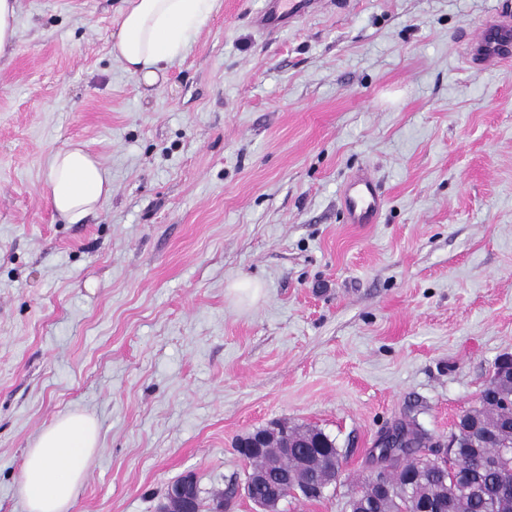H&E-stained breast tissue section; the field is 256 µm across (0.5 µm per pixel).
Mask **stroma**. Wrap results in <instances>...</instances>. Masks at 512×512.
<instances>
[{"instance_id": "35a3bbf8", "label": "stroma", "mask_w": 512, "mask_h": 512, "mask_svg": "<svg viewBox=\"0 0 512 512\" xmlns=\"http://www.w3.org/2000/svg\"><path fill=\"white\" fill-rule=\"evenodd\" d=\"M505 0H322L269 32L268 0H218L147 87L109 53L121 0H20L0 58V512L24 454L82 410L100 445L72 512H159L193 474L204 508L260 512L237 440L273 422L336 440L348 512L402 424L447 443L512 354V66L463 42ZM73 143L112 195L48 203ZM381 187L348 224L359 170ZM259 282L239 301L232 287ZM43 185L51 207L69 224H81L112 194L102 163L76 144L48 156ZM382 205L378 185L367 171L360 170L345 186L344 211L348 224H373Z\"/></svg>"}]
</instances>
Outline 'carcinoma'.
Returning a JSON list of instances; mask_svg holds the SVG:
<instances>
[{
  "label": "carcinoma",
  "instance_id": "obj_1",
  "mask_svg": "<svg viewBox=\"0 0 512 512\" xmlns=\"http://www.w3.org/2000/svg\"><path fill=\"white\" fill-rule=\"evenodd\" d=\"M480 424L495 434L487 448H472L458 437L448 449V459L437 463L424 457L426 434L417 427L396 429L400 438L393 447L379 449L377 463L387 470L391 493L381 497L367 491L355 492L348 500L349 512H418L431 502L437 512H512V493L502 487L512 485V385L493 379L483 390L481 404L460 416V427ZM319 447L288 451L270 444L259 452L240 451L248 464L245 492L252 501L262 502L271 512L288 498L287 485L308 500L324 497L320 490L309 493L310 485L328 483L339 465L336 440L322 429L311 435ZM486 455L490 464L466 472L455 468L459 457Z\"/></svg>",
  "mask_w": 512,
  "mask_h": 512
}]
</instances>
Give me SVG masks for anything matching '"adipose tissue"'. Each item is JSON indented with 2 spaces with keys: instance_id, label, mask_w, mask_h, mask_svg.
I'll return each mask as SVG.
<instances>
[{
  "instance_id": "1",
  "label": "adipose tissue",
  "mask_w": 512,
  "mask_h": 512,
  "mask_svg": "<svg viewBox=\"0 0 512 512\" xmlns=\"http://www.w3.org/2000/svg\"><path fill=\"white\" fill-rule=\"evenodd\" d=\"M216 0H124L110 52L144 85H155L204 27ZM44 192L67 223L95 214L112 194L106 169L79 145L51 153ZM99 447L96 419L81 410L63 414L32 441L18 485L26 512H71Z\"/></svg>"
}]
</instances>
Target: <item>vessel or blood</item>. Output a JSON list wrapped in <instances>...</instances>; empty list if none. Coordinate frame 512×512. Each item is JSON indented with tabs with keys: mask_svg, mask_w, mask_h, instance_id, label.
<instances>
[{
	"mask_svg": "<svg viewBox=\"0 0 512 512\" xmlns=\"http://www.w3.org/2000/svg\"><path fill=\"white\" fill-rule=\"evenodd\" d=\"M314 0H271L260 16L261 28H273L277 8L284 5L289 15H296L313 5ZM466 62L477 68H495L512 64V12L501 9L485 21L477 37L468 40ZM383 198L375 179L367 171H359L344 189V211L347 223L371 224L380 213Z\"/></svg>",
	"mask_w": 512,
	"mask_h": 512,
	"instance_id": "1",
	"label": "vessel or blood"
}]
</instances>
